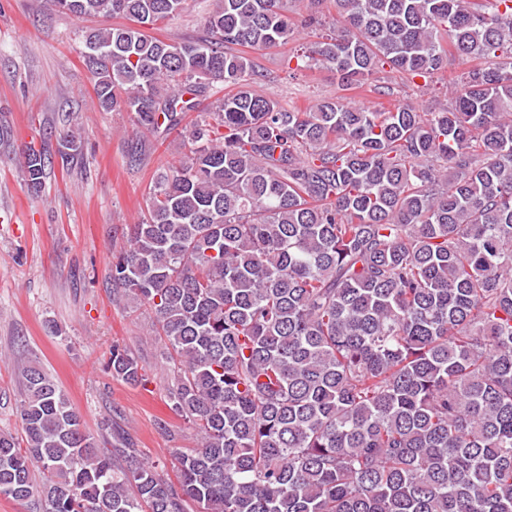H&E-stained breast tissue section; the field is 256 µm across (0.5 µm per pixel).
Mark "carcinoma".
Returning <instances> with one entry per match:
<instances>
[{"mask_svg": "<svg viewBox=\"0 0 512 512\" xmlns=\"http://www.w3.org/2000/svg\"><path fill=\"white\" fill-rule=\"evenodd\" d=\"M91 30L104 112L182 129L189 153L150 187L112 255V293L147 305L173 368L170 409L200 447L178 484L127 448L102 451L36 362L19 369L23 436L0 433V496L42 512H512V0H217L206 36L152 34L186 0H50ZM315 34L304 66L339 89L384 66L412 77L475 62L431 112L305 110L254 85L236 45ZM214 123L183 125L214 84ZM70 127L59 151L78 150ZM24 169L38 192L41 147ZM107 367H142L114 345Z\"/></svg>", "mask_w": 512, "mask_h": 512, "instance_id": "cac0c4a2", "label": "carcinoma"}]
</instances>
